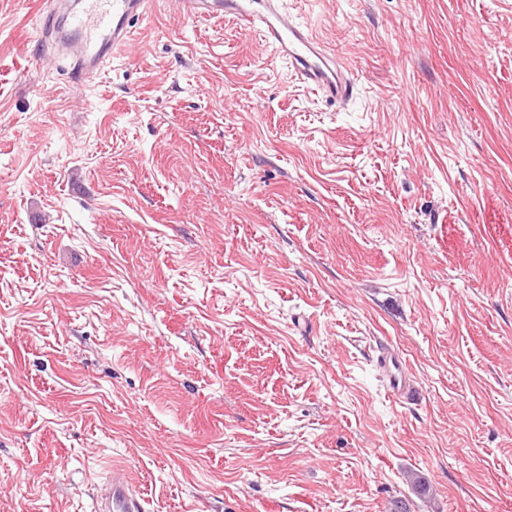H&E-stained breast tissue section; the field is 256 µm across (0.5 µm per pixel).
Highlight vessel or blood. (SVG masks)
<instances>
[{
	"label": "vessel or blood",
	"mask_w": 512,
	"mask_h": 512,
	"mask_svg": "<svg viewBox=\"0 0 512 512\" xmlns=\"http://www.w3.org/2000/svg\"><path fill=\"white\" fill-rule=\"evenodd\" d=\"M84 8L66 35V46L75 59L76 86L89 85L99 75L106 59L125 50L133 37V23L146 16L150 0H83ZM184 15L201 18L232 17L255 29L267 47L288 61L301 83L333 100L353 97L355 80L330 56L322 42L305 25L290 20L285 0H174ZM387 375L388 387L397 396L406 395L411 380L390 352L378 357ZM98 512H146L135 476L124 467L112 470L107 494Z\"/></svg>",
	"instance_id": "vessel-or-blood-1"
}]
</instances>
